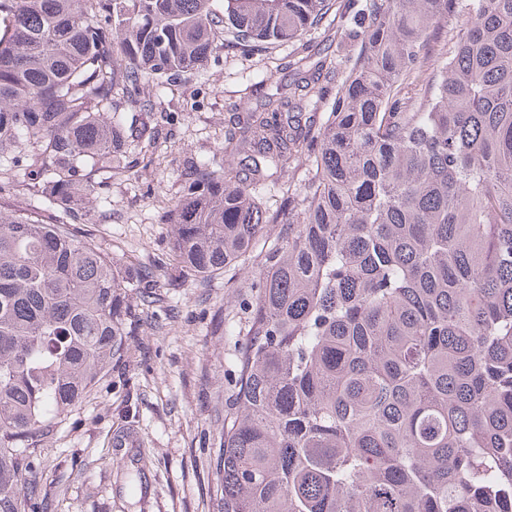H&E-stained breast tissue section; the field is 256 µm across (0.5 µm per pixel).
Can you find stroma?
<instances>
[{"label": "stroma", "mask_w": 512, "mask_h": 512, "mask_svg": "<svg viewBox=\"0 0 512 512\" xmlns=\"http://www.w3.org/2000/svg\"><path fill=\"white\" fill-rule=\"evenodd\" d=\"M344 29L331 13L301 39L272 42L259 53L224 32L203 69L162 91L142 88L156 105L134 118L158 128L155 144L130 143L124 172L92 177L91 199L67 221L109 254L120 274L133 278L149 267L155 282L147 293L129 292L135 331L121 360L47 427L36 450L40 512H218L214 450L234 401L232 361L245 345L229 321L244 314L253 265L187 275L173 258V227L163 215L180 193L184 161L224 162L232 114L287 92L294 62L335 46ZM15 156L0 146V169L12 176L11 187L0 190L5 212L34 204Z\"/></svg>", "instance_id": "obj_1"}]
</instances>
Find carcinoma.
<instances>
[{"label": "carcinoma", "mask_w": 512, "mask_h": 512, "mask_svg": "<svg viewBox=\"0 0 512 512\" xmlns=\"http://www.w3.org/2000/svg\"><path fill=\"white\" fill-rule=\"evenodd\" d=\"M330 4L0 0V142L60 216L0 211V512H38L35 443L120 355L126 290L153 278L61 219L131 138L155 142L129 122L141 86L201 68L219 29L259 50ZM356 23L353 62L298 59L293 93L233 117L237 162H191L166 215L197 277L258 260L219 512H512V0H369ZM296 154L313 175L271 210L267 172ZM268 224L286 233L254 255Z\"/></svg>", "instance_id": "cac0c4a2"}]
</instances>
